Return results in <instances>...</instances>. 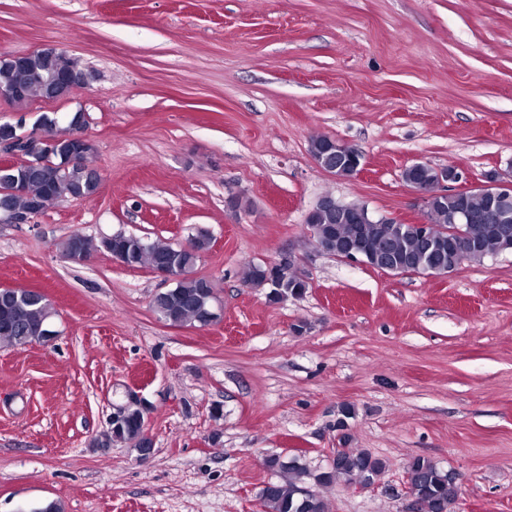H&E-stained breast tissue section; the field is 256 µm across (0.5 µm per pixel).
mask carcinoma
Segmentation results:
<instances>
[{"label":"carcinoma","mask_w":512,"mask_h":512,"mask_svg":"<svg viewBox=\"0 0 512 512\" xmlns=\"http://www.w3.org/2000/svg\"><path fill=\"white\" fill-rule=\"evenodd\" d=\"M38 49L20 61L5 62L0 59V85L11 88L14 95L10 102L23 105L34 98L45 100L62 98L58 78L69 70L73 60L58 57L53 70L43 73ZM82 115L74 114L67 125L61 126L57 118L42 115L37 127L50 132L53 141L40 144L38 153L29 155L16 163L10 175L19 185L15 196H0V211L27 210L37 204L41 210L70 199L90 197L97 193L100 185L95 178V169L88 165L94 152L91 144H79L70 139V133L81 128ZM466 208L474 213L486 209V200L475 192L436 199L432 202L428 216L432 224L448 223V211ZM336 229V234L346 243L363 252L384 250L388 259L398 263L404 272H415L433 264L457 267L465 261L481 263L500 253L512 252V220L507 224L508 236H498L500 225L477 222L470 225L467 246L457 248L455 238L444 236L438 240L434 250H425L413 233V229L399 224H353L342 221L327 210L318 212L310 225L316 234ZM211 246L207 230L197 229L192 235L191 250L183 251L171 243L156 240L146 241L131 234L104 237L95 242L78 232L70 234L61 244L63 255L80 248L89 254L105 251L113 256L121 255L137 267L150 269L159 266L172 268L180 279L175 287L161 292L152 299L155 312L174 326H205L207 313L216 301L215 288L211 280L195 277L192 270L202 253ZM270 271L264 264H252L246 272L247 284L255 288L267 286ZM55 311L44 295H31V299L11 298L0 295V341L23 348L43 341L46 331L52 326ZM120 424L108 427L96 440L97 446L110 448L125 443L136 449L143 447V413L136 405L122 409ZM266 467L282 479L273 481L260 493L263 512H329L325 499L311 487L309 479L315 478L318 485L342 481L347 485L356 482H374L383 472L384 462L371 453L353 448H338L334 452L332 465L315 476L296 457H270ZM408 477L411 495L422 512H450L449 507L460 492L458 475L444 471L431 459L412 458L404 468Z\"/></svg>","instance_id":"carcinoma-1"}]
</instances>
